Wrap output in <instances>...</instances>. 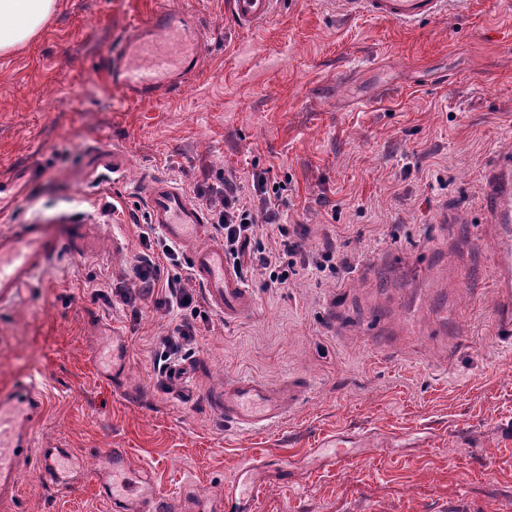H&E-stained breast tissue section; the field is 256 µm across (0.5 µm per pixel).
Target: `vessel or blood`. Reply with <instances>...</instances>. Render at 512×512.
Segmentation results:
<instances>
[{"mask_svg":"<svg viewBox=\"0 0 512 512\" xmlns=\"http://www.w3.org/2000/svg\"><path fill=\"white\" fill-rule=\"evenodd\" d=\"M444 0H340L341 6L399 24H411L441 15ZM276 0H229L234 24L250 29L270 18ZM201 63L191 14L156 8L133 24L124 41L122 60L111 69L112 80L134 100L156 99L179 89ZM38 168L24 164L0 181V208L18 201L36 180ZM150 224L191 256V270L206 290L211 305L228 319L251 315L254 299L224 257V248L207 243L206 213L171 181L152 177L143 184ZM486 205L501 232L494 249L498 270L496 326L504 339H512V162L503 161L491 183ZM75 259L98 253L88 225L62 216L51 222L16 224L0 233V304L14 302L24 289L46 275L61 250ZM98 367H111L113 380L125 377L122 355L105 349L94 352ZM297 399L289 387L278 389L264 381L239 377L225 383L215 403L225 416L244 428H262L284 419ZM46 400L41 384L30 376L0 391V488H14L19 471L32 453L33 429L43 415ZM270 469L263 461L242 466L226 484L224 501L230 512H247V503L264 484ZM42 471L53 485L75 487L80 477L93 475L101 496L114 512H174L176 503L162 498L155 483L132 473L126 449L112 448L88 468L82 456L67 453L42 460Z\"/></svg>","mask_w":512,"mask_h":512,"instance_id":"vessel-or-blood-1","label":"vessel or blood"}]
</instances>
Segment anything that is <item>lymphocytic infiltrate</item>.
<instances>
[{
    "instance_id": "obj_1",
    "label": "lymphocytic infiltrate",
    "mask_w": 512,
    "mask_h": 512,
    "mask_svg": "<svg viewBox=\"0 0 512 512\" xmlns=\"http://www.w3.org/2000/svg\"><path fill=\"white\" fill-rule=\"evenodd\" d=\"M282 189L281 183L256 173L247 187L227 176L220 188L196 191L197 198L211 207L213 228L224 244V256L240 276L248 280L258 277L263 287L279 288L287 285L299 267L320 270L332 260L347 266V257L338 253L334 241H326L314 255L305 249L302 238L290 235L278 205ZM261 221L277 230L281 238L278 247L260 243L256 228ZM177 264L175 249L166 243L160 252L141 253L131 269V285L121 294L123 304L131 309L150 303L170 315V330L162 337V349L154 362L163 376L171 375L175 361L191 355L198 334L196 319L201 314L198 299L186 288V278L177 271Z\"/></svg>"
}]
</instances>
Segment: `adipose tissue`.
I'll use <instances>...</instances> for the list:
<instances>
[{"mask_svg":"<svg viewBox=\"0 0 512 512\" xmlns=\"http://www.w3.org/2000/svg\"><path fill=\"white\" fill-rule=\"evenodd\" d=\"M56 0H0V56L30 43L44 29Z\"/></svg>","mask_w":512,"mask_h":512,"instance_id":"ef3b65f1","label":"adipose tissue"}]
</instances>
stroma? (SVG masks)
Masks as SVG:
<instances>
[{"label":"stroma","instance_id":"1","mask_svg":"<svg viewBox=\"0 0 512 512\" xmlns=\"http://www.w3.org/2000/svg\"><path fill=\"white\" fill-rule=\"evenodd\" d=\"M160 4L195 14L204 63L179 92L133 100L109 64ZM447 4L404 26L278 0L242 30L228 0H56L36 40L0 57V180L44 165L0 231L69 214L124 240L61 257L43 287L0 306V388L35 375L48 395L36 447L92 464L124 448L164 496L203 501L244 462H277L249 512H512V348L496 331L485 204L512 157V0ZM114 147L121 179L88 173L89 152ZM263 171L286 183L284 222L306 249L334 239L350 266L302 269L283 288L252 281L242 321L199 296L192 370L164 380L154 355L169 316L150 304L132 316L115 294L144 250L140 181L150 172L192 197ZM115 339L121 388L90 356ZM240 376L306 390L283 421L243 430L211 401ZM336 435L366 445L320 463L315 449ZM0 512L111 510L92 482L57 489L32 457Z\"/></svg>","mask_w":512,"mask_h":512}]
</instances>
